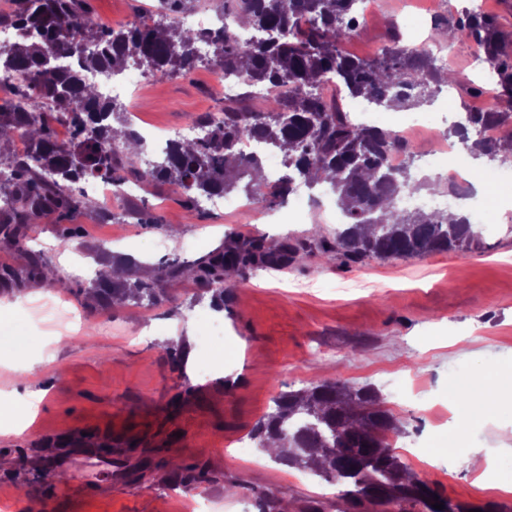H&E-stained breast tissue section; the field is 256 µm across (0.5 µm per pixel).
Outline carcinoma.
I'll return each instance as SVG.
<instances>
[{"instance_id":"1","label":"carcinoma","mask_w":512,"mask_h":512,"mask_svg":"<svg viewBox=\"0 0 512 512\" xmlns=\"http://www.w3.org/2000/svg\"><path fill=\"white\" fill-rule=\"evenodd\" d=\"M16 14L0 16V26L13 30V41L0 47V74L19 79L18 99L0 103V139L19 134L30 143L24 154L0 152V166L8 169L0 181V196L7 199L9 218L0 222V241L19 248L25 227L38 213L60 218L87 207L79 183L88 179L125 181L117 172L137 164L128 156L112 122L125 127L127 138L138 137L129 128L125 109L117 99L104 98L85 73L116 77L130 62L145 66L154 76L186 73L200 64L214 63L236 77L240 86H288V94L268 100L264 112H243L237 102H224L223 118L197 119L205 136L197 141L168 144L135 170L146 182L163 181L181 191L188 202L200 195L242 192L271 201L299 187L314 189L328 184L336 195L346 223L334 242L319 240L326 262L336 255L352 261L367 258L396 260L448 251L468 252L481 243V234L463 215L448 221L443 211H404L395 200L429 188L427 178L410 176L412 164L393 169L388 154L399 142L388 129L358 127L336 101H327L315 89L329 79L340 90L377 107L423 106L441 86L457 84L453 70L432 64L426 49L407 50L393 43L373 60L346 54L341 47L356 28L364 0H214L220 25L203 35L177 21L197 7L199 0H159L169 22L142 23L103 30L91 17L87 0H18ZM239 28H250L253 38L243 43ZM456 29L484 50L497 76L500 95L512 100V60L501 48L497 20L481 11H461ZM205 40L210 54L201 56L197 43ZM74 58L77 66L61 63ZM66 121L73 130L68 144L56 141L52 118ZM512 120L499 104L468 113L448 136L474 157L498 161L512 134L494 143L472 137L475 128L502 125ZM258 140L279 151L287 172L273 187L257 184L259 160L242 150L245 140ZM306 243L237 234L224 247L200 257L189 266L167 265L145 280L133 268L90 284L86 292L102 304L132 301L151 304L157 285L179 279L191 271L193 281L224 300L237 287L246 268H284L306 251ZM40 279L61 291L71 290L42 257L32 258L24 272L0 268V281ZM402 434L398 419L383 406L379 389L366 384L318 380L299 390L280 393L274 407L252 433L257 446L270 452L274 462L344 486L352 508L406 504L400 512L420 505L423 512H469L438 496L402 461L393 442ZM443 503V510L432 507Z\"/></svg>"}]
</instances>
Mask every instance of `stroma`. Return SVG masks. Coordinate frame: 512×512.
I'll return each mask as SVG.
<instances>
[{
  "label": "stroma",
  "mask_w": 512,
  "mask_h": 512,
  "mask_svg": "<svg viewBox=\"0 0 512 512\" xmlns=\"http://www.w3.org/2000/svg\"><path fill=\"white\" fill-rule=\"evenodd\" d=\"M156 3L89 0V11L98 26L118 29L149 16ZM465 8L495 16L512 54V0H377L342 48L372 59L397 33L403 44L422 47L435 40V24L455 30ZM442 48L458 84L430 112L446 127L453 113L484 109L493 84L471 38L457 33ZM132 106L142 124L178 127L221 113L224 86L206 65L169 78L149 75ZM498 194L503 216L482 231L478 250L359 263H325L316 248L336 235L317 210L335 207L330 193L310 191L300 202L288 197L265 203L262 214L236 215L193 209L171 186L154 182L109 205L90 198L73 216L80 231L64 249L63 223L43 216L28 226L22 248L0 249V267L24 270L38 254L72 289L45 285L27 302V283H0V324L18 312L26 322L22 351L0 355V454L17 472L0 473V512H190V501L203 497L218 501L220 512H258L269 495L291 512H344L341 485L275 463L258 448L246 458L237 453L279 393L320 379L375 385L402 424L398 454L443 497L512 512V448L499 437L512 427V403L477 420L457 394L463 379L494 382L512 367V185ZM147 215L152 223H144ZM236 233L304 240L310 248L288 267L245 271L220 309L188 278L163 284L149 306L99 305L81 292L102 265L129 259L147 277L174 260L191 264ZM50 299L61 302L63 315L46 313ZM204 310L223 320L229 348L202 373ZM70 311L81 325L67 319ZM173 342L175 360L166 351ZM37 392V414L24 415ZM458 427L470 434L459 452L447 453ZM73 433L115 448L125 468L108 469L85 447L50 448ZM476 448L492 458L486 472L467 462ZM183 467L205 472V480L180 483ZM53 468L68 470L71 481L49 487L42 472Z\"/></svg>",
  "instance_id": "stroma-1"
}]
</instances>
